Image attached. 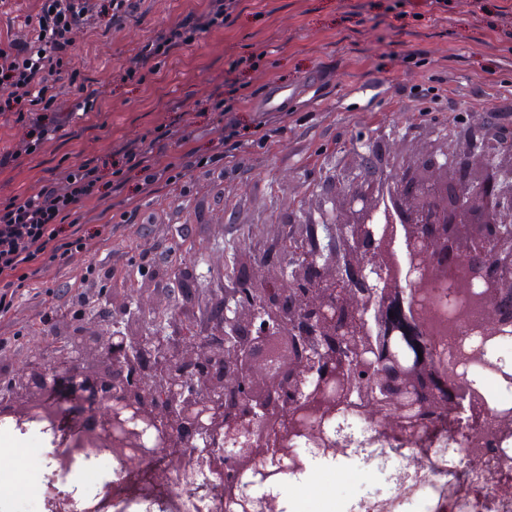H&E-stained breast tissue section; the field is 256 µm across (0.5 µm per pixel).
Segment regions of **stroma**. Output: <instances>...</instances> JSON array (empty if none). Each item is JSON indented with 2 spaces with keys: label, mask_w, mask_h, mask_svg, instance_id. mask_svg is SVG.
Masks as SVG:
<instances>
[{
  "label": "stroma",
  "mask_w": 512,
  "mask_h": 512,
  "mask_svg": "<svg viewBox=\"0 0 512 512\" xmlns=\"http://www.w3.org/2000/svg\"><path fill=\"white\" fill-rule=\"evenodd\" d=\"M206 2L144 0L143 23L118 33H78L77 80L102 96L90 112L74 113L57 135L0 170V201L35 195L69 169L111 156L177 116L188 125L187 140L171 142L163 162L192 149L206 152L219 118L207 100L227 83L242 84L237 116L265 141L242 138L223 165L187 172L171 188L134 197V204L121 187L80 207L76 223L107 224L110 234L98 250L52 269L46 286L16 291L0 314L1 375L67 354L66 338L80 323L76 292L93 296L94 321L105 326L113 298L130 284L153 287L160 273L232 259L242 242L262 247L285 209L333 171L356 166V139H389L405 159L425 148L433 131L453 127L457 113L491 112L512 121L504 109L512 95V39L490 28L499 12L512 13V0H488L487 11L477 13L469 0H449L438 21L396 19L367 0H240L230 25L174 50L141 76L117 81L141 43ZM270 84L292 85L297 93L267 110L260 93ZM82 275L86 283L75 288ZM44 445L34 434L0 437V494L26 491L15 512H40L36 486L45 462L28 450ZM344 463L354 479L334 484L340 512L359 498L392 495L383 477L363 472L361 456Z\"/></svg>",
  "instance_id": "35a3bbf8"
}]
</instances>
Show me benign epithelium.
Instances as JSON below:
<instances>
[{"instance_id": "1", "label": "benign epithelium", "mask_w": 512, "mask_h": 512, "mask_svg": "<svg viewBox=\"0 0 512 512\" xmlns=\"http://www.w3.org/2000/svg\"><path fill=\"white\" fill-rule=\"evenodd\" d=\"M359 169L332 173L308 205L274 225L268 252L237 250L230 287H196L206 272L179 273L164 291L167 317L147 321L156 289H134L123 318L49 366L13 374L0 422L49 438L52 512H114L155 494L107 481L80 499L67 478L78 459L107 451L191 453L264 481L273 459L296 472L298 436L336 451L326 429L354 407L377 434L344 447L426 438L449 427L457 451L512 434V411L483 393L490 373L512 389V126L472 116L438 130L421 153L395 158L386 139L358 152ZM291 241L294 258L282 260ZM394 316H389V313ZM368 394L354 403L355 368ZM481 467L512 476L499 455ZM249 484L225 493L226 512H250Z\"/></svg>"}]
</instances>
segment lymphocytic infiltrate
Wrapping results in <instances>:
<instances>
[{
    "label": "lymphocytic infiltrate",
    "mask_w": 512,
    "mask_h": 512,
    "mask_svg": "<svg viewBox=\"0 0 512 512\" xmlns=\"http://www.w3.org/2000/svg\"><path fill=\"white\" fill-rule=\"evenodd\" d=\"M37 13L0 48V112L30 121L25 139L15 149L0 152V167L17 155L33 152L48 136L65 126L71 115L59 101L64 85L74 84L73 45L77 32L103 25L121 31L129 21H141L143 0H39ZM239 0H210L207 9L169 27L142 44L130 59L128 73L146 69L176 46L201 33L220 28L237 12ZM170 125L155 129L149 146H131L115 159L83 164L66 172L59 183L43 186L37 195L0 204V311L10 308L16 289L38 281L74 253L91 249L102 227L87 230L73 223L77 208L101 198L115 183H134L151 194L160 185L177 182L185 170L221 163L224 147L242 135L239 124L214 128L208 154H183L179 163L160 164L153 148L170 138Z\"/></svg>",
    "instance_id": "lymphocytic-infiltrate-1"
}]
</instances>
